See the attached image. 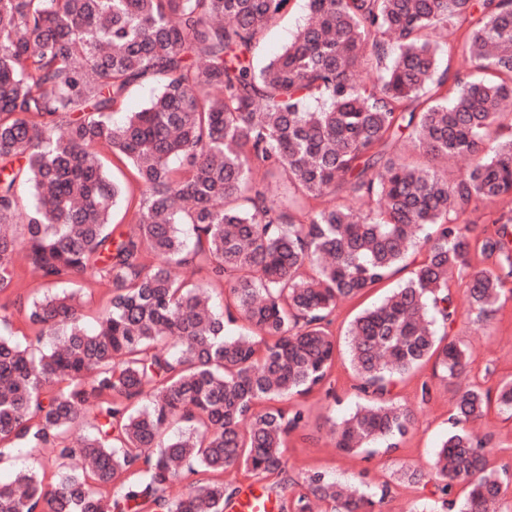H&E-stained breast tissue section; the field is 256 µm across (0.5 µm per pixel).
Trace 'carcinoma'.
<instances>
[{
	"instance_id": "obj_1",
	"label": "carcinoma",
	"mask_w": 512,
	"mask_h": 512,
	"mask_svg": "<svg viewBox=\"0 0 512 512\" xmlns=\"http://www.w3.org/2000/svg\"><path fill=\"white\" fill-rule=\"evenodd\" d=\"M291 2L0 0V227L22 225L0 234V292L19 259L44 284L23 307L27 343L0 313V463L29 460L0 485V512H224V471L284 470L305 420L288 400L330 376L336 303L414 253L411 276L349 325L366 403L334 429L346 453L397 448L414 413L396 380L430 359L445 379L472 362L439 336L459 317L450 275L479 321L512 292V135L489 138L512 100V0H309L294 40L255 66ZM437 29L464 30L461 57L482 76L440 68ZM369 66L375 79H358ZM137 82L156 93L113 124ZM403 140L476 161L450 181L395 156ZM102 147L140 192L128 232L112 212L129 187ZM257 174L287 176L288 204ZM325 196L337 202L303 209ZM486 201L504 208L474 240L466 216ZM474 252L493 267H472ZM203 270L229 284L224 306L192 279ZM84 274L112 287L92 330L59 290ZM493 404L512 419V380L458 391L434 455L442 494L466 485L456 512L503 510L512 476L467 428ZM385 497L317 471L292 509L382 512ZM100 151L103 156L104 164L108 167L113 176L126 183L129 186V190L133 191L134 195L138 198L139 193L131 169L113 158L106 148H101Z\"/></svg>"
}]
</instances>
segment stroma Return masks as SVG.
<instances>
[{
	"instance_id": "obj_1",
	"label": "stroma",
	"mask_w": 512,
	"mask_h": 512,
	"mask_svg": "<svg viewBox=\"0 0 512 512\" xmlns=\"http://www.w3.org/2000/svg\"><path fill=\"white\" fill-rule=\"evenodd\" d=\"M308 12V0H295L291 13L263 33L261 58L273 57L288 45ZM409 275V269H400L376 288L338 302L330 326L336 338V360L326 386L300 401L306 425L286 439V472L277 478V504H291L306 475L313 471L345 482L361 478L371 489H387L386 512H448L447 500L463 499V486H454L445 496L438 489V480L412 485L402 475L413 470L429 471L437 446L450 429L448 418L457 390L475 384L493 389L500 381L512 379V295L498 303L490 319L482 324L473 323L468 313H460L449 337L472 348L474 362L466 371L445 381L427 363L399 384L398 401L409 406L415 415L414 425L399 447L380 446L370 454L348 456L336 448L331 435L334 423L354 409L361 398L348 354L349 325L362 310L377 303ZM41 292V282L22 271L14 290L0 294V305L7 306L12 315L13 336L30 335L19 309ZM470 429L486 441L489 467L512 474V420L504 419L493 408L471 422Z\"/></svg>"
}]
</instances>
